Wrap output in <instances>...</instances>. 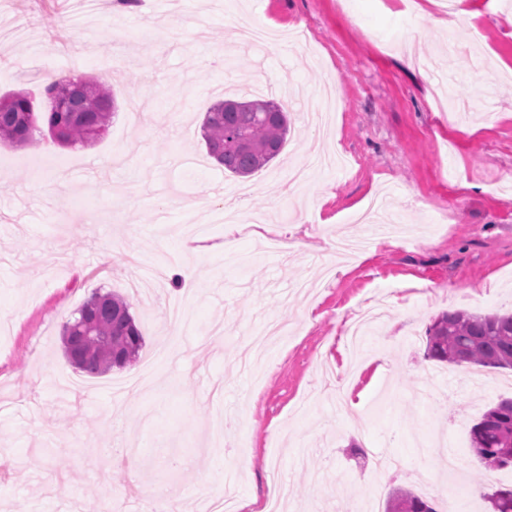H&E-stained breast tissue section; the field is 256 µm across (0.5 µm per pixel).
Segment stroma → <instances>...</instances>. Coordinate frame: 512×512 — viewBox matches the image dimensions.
Here are the masks:
<instances>
[{"instance_id":"1","label":"stroma","mask_w":512,"mask_h":512,"mask_svg":"<svg viewBox=\"0 0 512 512\" xmlns=\"http://www.w3.org/2000/svg\"><path fill=\"white\" fill-rule=\"evenodd\" d=\"M72 7L0 0V94L40 104L76 72L117 101L94 144L0 146V451L11 458L0 512H138L143 485L193 506L229 489L261 512L273 472L288 487L283 512H351L381 457L402 464L389 489L437 481L428 500L445 512L447 449L468 455L464 488H511V468L470 455L469 429L512 397V371L424 350L442 312L512 311V6L146 0L119 11L96 0L91 23L61 25ZM242 12L305 32L306 46L239 44ZM327 82L343 103L316 128L304 116ZM228 86L288 103L282 154L243 178L201 136ZM302 162L306 186L279 197ZM238 184L252 189L243 206L269 215L263 231L228 236L217 219L206 237L230 241L237 262L190 254L183 204L206 195L236 210L224 189ZM266 232L308 247L266 250ZM187 264L192 294L178 275ZM107 292L129 302L144 344L134 366L92 377L65 357L63 326ZM183 297L189 322L174 335L166 308ZM225 417L237 427L217 447ZM116 420L143 450L137 477L98 454Z\"/></svg>"}]
</instances>
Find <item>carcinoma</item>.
<instances>
[{
  "label": "carcinoma",
  "instance_id": "obj_1",
  "mask_svg": "<svg viewBox=\"0 0 512 512\" xmlns=\"http://www.w3.org/2000/svg\"><path fill=\"white\" fill-rule=\"evenodd\" d=\"M49 134L61 144L85 145L106 130L115 114L109 84L69 78L45 89ZM208 153L224 170L246 177L262 169L281 152L288 135L286 107L275 100L240 98L213 105L201 127ZM33 98L25 92L0 97V142L34 145L41 141ZM65 354L75 351L77 368L100 375L134 362L143 335L130 313V304L112 294H96L63 327ZM425 357L468 368L512 370V313L473 314L448 311L435 317L426 331ZM470 443L483 465L512 468V398L486 408L469 430ZM494 512H512V488L483 494ZM385 512H436L414 492L398 489Z\"/></svg>",
  "mask_w": 512,
  "mask_h": 512
}]
</instances>
